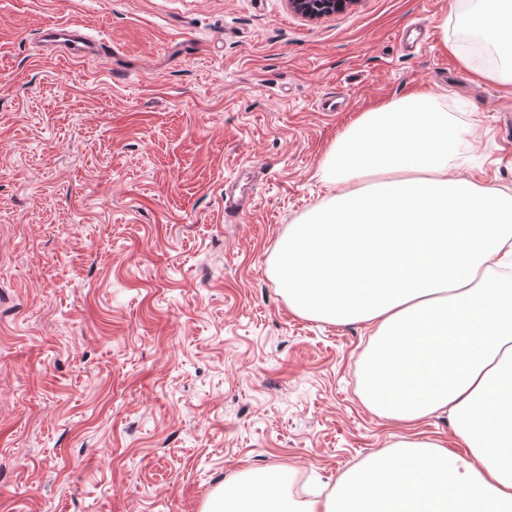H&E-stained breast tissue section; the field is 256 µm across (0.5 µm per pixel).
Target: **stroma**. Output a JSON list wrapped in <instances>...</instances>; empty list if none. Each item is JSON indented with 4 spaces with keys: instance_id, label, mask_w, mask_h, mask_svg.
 Masks as SVG:
<instances>
[{
    "instance_id": "35a3bbf8",
    "label": "stroma",
    "mask_w": 512,
    "mask_h": 512,
    "mask_svg": "<svg viewBox=\"0 0 512 512\" xmlns=\"http://www.w3.org/2000/svg\"><path fill=\"white\" fill-rule=\"evenodd\" d=\"M47 24L106 51L38 57ZM463 29L460 0H0V512H202L243 469L321 490L389 448L368 330L296 315L270 259L333 139L421 87L512 190V88ZM358 0H288V6L296 13L318 19L351 8Z\"/></svg>"
}]
</instances>
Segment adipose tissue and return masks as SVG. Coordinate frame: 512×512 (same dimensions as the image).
Returning a JSON list of instances; mask_svg holds the SVG:
<instances>
[{
	"instance_id": "1",
	"label": "adipose tissue",
	"mask_w": 512,
	"mask_h": 512,
	"mask_svg": "<svg viewBox=\"0 0 512 512\" xmlns=\"http://www.w3.org/2000/svg\"><path fill=\"white\" fill-rule=\"evenodd\" d=\"M475 11L491 47L512 58V0H479ZM467 135L427 89L360 113L324 154L333 194L291 225L270 262L293 312L369 328V366L390 362L402 388L390 396L364 383L371 411L408 424L449 413L463 450L403 435L389 453L396 468L370 456L324 497L302 502L289 501L282 473L267 472L275 512H353L362 501L376 512H512V415L492 403L512 370V287L493 275L512 259V195L449 176ZM372 208L411 229L389 244L403 258L389 269L366 253L363 236L341 233ZM455 318L464 341L452 349Z\"/></svg>"
}]
</instances>
